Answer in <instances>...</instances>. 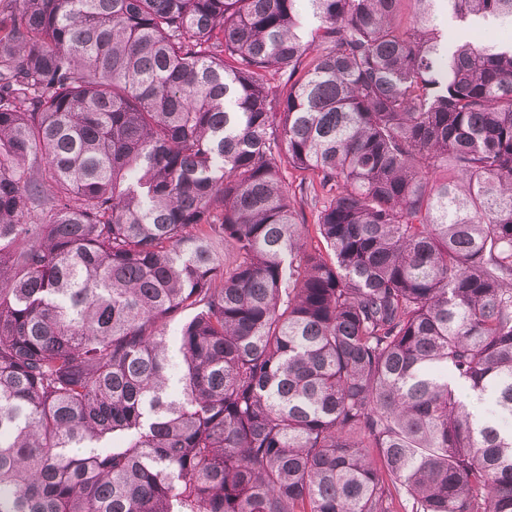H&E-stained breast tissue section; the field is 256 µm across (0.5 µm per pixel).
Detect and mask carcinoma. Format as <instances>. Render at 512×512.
I'll list each match as a JSON object with an SVG mask.
<instances>
[{
  "mask_svg": "<svg viewBox=\"0 0 512 512\" xmlns=\"http://www.w3.org/2000/svg\"><path fill=\"white\" fill-rule=\"evenodd\" d=\"M484 25L512 0H0V512H512Z\"/></svg>",
  "mask_w": 512,
  "mask_h": 512,
  "instance_id": "obj_1",
  "label": "carcinoma"
}]
</instances>
